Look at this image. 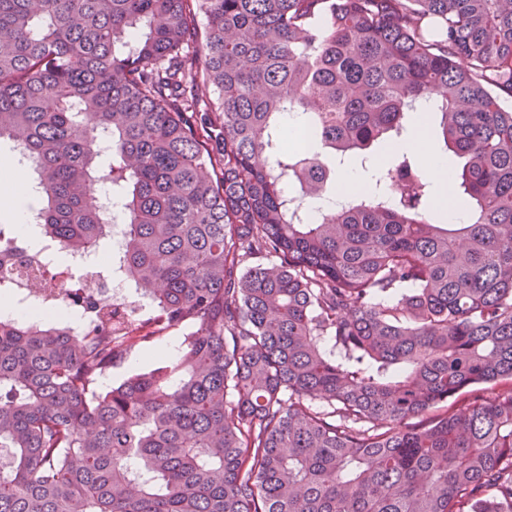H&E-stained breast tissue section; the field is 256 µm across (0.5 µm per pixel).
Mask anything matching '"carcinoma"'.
<instances>
[{"label":"carcinoma","instance_id":"1","mask_svg":"<svg viewBox=\"0 0 512 512\" xmlns=\"http://www.w3.org/2000/svg\"><path fill=\"white\" fill-rule=\"evenodd\" d=\"M506 2L0 0V143L41 234L78 253L122 225L159 317L0 318V512H512V393H483L512 380ZM433 91L472 207L447 228L417 157L374 162ZM353 154L363 187L301 216ZM189 331L190 328H186L178 333L160 337L149 346L134 348L101 380L100 388L106 390L112 386L116 387L130 376L154 368L158 359L175 357L180 351L179 347L183 340V334ZM170 345L172 351L169 353L163 352Z\"/></svg>","mask_w":512,"mask_h":512}]
</instances>
